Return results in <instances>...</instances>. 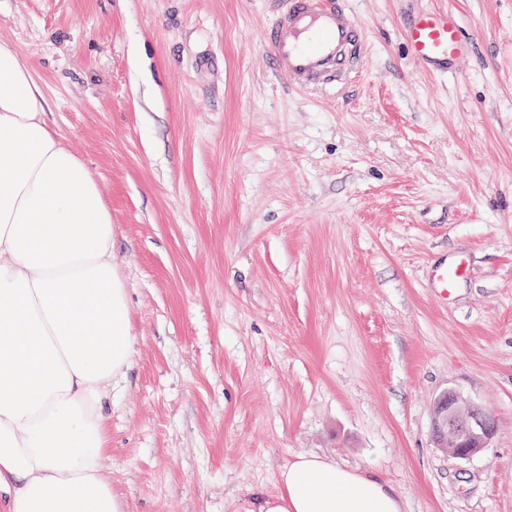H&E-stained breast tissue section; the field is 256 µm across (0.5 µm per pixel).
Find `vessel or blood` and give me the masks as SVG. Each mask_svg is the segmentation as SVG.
Returning a JSON list of instances; mask_svg holds the SVG:
<instances>
[{"label":"vessel or blood","mask_w":512,"mask_h":512,"mask_svg":"<svg viewBox=\"0 0 512 512\" xmlns=\"http://www.w3.org/2000/svg\"><path fill=\"white\" fill-rule=\"evenodd\" d=\"M402 37L415 63L441 72L469 50L456 16L445 10L415 13ZM262 39L278 74L299 89L341 87L366 60V28L347 0H286ZM462 275V267L456 265L441 264L432 270L434 286L446 295L455 291Z\"/></svg>","instance_id":"vessel-or-blood-1"}]
</instances>
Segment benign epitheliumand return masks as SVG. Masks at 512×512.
<instances>
[{
  "label": "benign epithelium",
  "instance_id": "1",
  "mask_svg": "<svg viewBox=\"0 0 512 512\" xmlns=\"http://www.w3.org/2000/svg\"><path fill=\"white\" fill-rule=\"evenodd\" d=\"M496 431L495 419L447 389L435 401L431 437L435 447L465 459L486 447Z\"/></svg>",
  "mask_w": 512,
  "mask_h": 512
}]
</instances>
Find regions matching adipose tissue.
Returning a JSON list of instances; mask_svg holds the SVG:
<instances>
[{"label":"adipose tissue","mask_w":512,"mask_h":512,"mask_svg":"<svg viewBox=\"0 0 512 512\" xmlns=\"http://www.w3.org/2000/svg\"><path fill=\"white\" fill-rule=\"evenodd\" d=\"M0 42V512H128L102 405L133 353L112 207ZM260 512H401L394 491L298 456Z\"/></svg>","instance_id":"obj_1"}]
</instances>
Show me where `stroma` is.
Listing matches in <instances>:
<instances>
[{"label": "stroma", "instance_id": "obj_1", "mask_svg": "<svg viewBox=\"0 0 512 512\" xmlns=\"http://www.w3.org/2000/svg\"><path fill=\"white\" fill-rule=\"evenodd\" d=\"M349 2L363 71L295 90L268 0H0V41L112 206L128 512H257L300 454L402 512H512V0ZM429 7L474 46L446 78L399 35ZM441 263L467 269L446 299ZM449 388L497 424L466 459L431 440Z\"/></svg>", "mask_w": 512, "mask_h": 512}]
</instances>
